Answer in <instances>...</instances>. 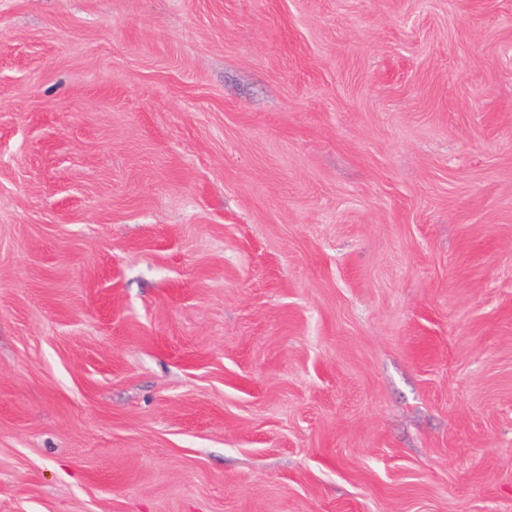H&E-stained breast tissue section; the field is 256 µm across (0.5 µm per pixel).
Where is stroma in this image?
Here are the masks:
<instances>
[{"instance_id":"1","label":"stroma","mask_w":512,"mask_h":512,"mask_svg":"<svg viewBox=\"0 0 512 512\" xmlns=\"http://www.w3.org/2000/svg\"><path fill=\"white\" fill-rule=\"evenodd\" d=\"M0 512H512V0H0Z\"/></svg>"}]
</instances>
